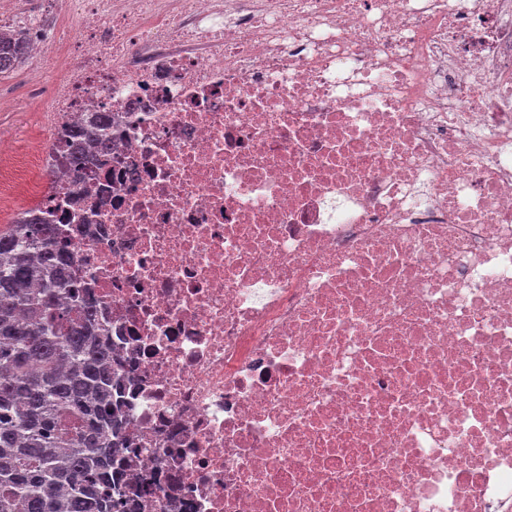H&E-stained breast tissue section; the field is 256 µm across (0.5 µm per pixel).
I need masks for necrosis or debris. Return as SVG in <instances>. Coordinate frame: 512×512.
I'll return each instance as SVG.
<instances>
[{
  "label": "necrosis or debris",
  "instance_id": "1",
  "mask_svg": "<svg viewBox=\"0 0 512 512\" xmlns=\"http://www.w3.org/2000/svg\"><path fill=\"white\" fill-rule=\"evenodd\" d=\"M57 77L141 512H512V0H0ZM80 126L66 128L61 131V140L68 141L71 152L60 155L59 165L63 167L81 165L84 162L93 159V157L102 151L108 149L109 139L105 131L111 127L112 121L109 112H94ZM69 138V139H66Z\"/></svg>",
  "mask_w": 512,
  "mask_h": 512
}]
</instances>
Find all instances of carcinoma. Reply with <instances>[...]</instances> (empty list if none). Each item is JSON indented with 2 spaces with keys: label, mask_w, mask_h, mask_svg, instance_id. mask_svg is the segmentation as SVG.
<instances>
[{
  "label": "carcinoma",
  "mask_w": 512,
  "mask_h": 512,
  "mask_svg": "<svg viewBox=\"0 0 512 512\" xmlns=\"http://www.w3.org/2000/svg\"><path fill=\"white\" fill-rule=\"evenodd\" d=\"M27 53L0 36V74ZM97 112L61 131L63 167L108 149ZM67 213L36 205L0 229V512H129L124 401L108 323L72 276Z\"/></svg>",
  "instance_id": "carcinoma-1"
}]
</instances>
